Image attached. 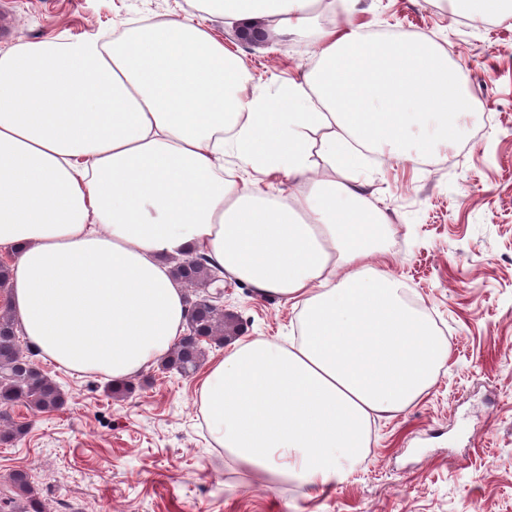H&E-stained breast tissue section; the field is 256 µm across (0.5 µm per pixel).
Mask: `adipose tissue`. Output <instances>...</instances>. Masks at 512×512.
Returning a JSON list of instances; mask_svg holds the SVG:
<instances>
[{
    "mask_svg": "<svg viewBox=\"0 0 512 512\" xmlns=\"http://www.w3.org/2000/svg\"><path fill=\"white\" fill-rule=\"evenodd\" d=\"M208 2L311 40L315 63L275 94L248 91L245 59L206 19L178 16L0 48L6 310L43 358L122 381L184 332L173 259L205 255L288 302L299 341L239 339L197 402L241 466L317 490L347 478L372 421L416 403L449 354L386 271L385 219L354 175L368 151L421 160L454 146L472 103L463 71L417 33L318 28L314 0ZM249 169L299 189L256 191L238 176Z\"/></svg>",
    "mask_w": 512,
    "mask_h": 512,
    "instance_id": "obj_1",
    "label": "adipose tissue"
}]
</instances>
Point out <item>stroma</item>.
I'll return each mask as SVG.
<instances>
[{
  "label": "stroma",
  "mask_w": 512,
  "mask_h": 512,
  "mask_svg": "<svg viewBox=\"0 0 512 512\" xmlns=\"http://www.w3.org/2000/svg\"><path fill=\"white\" fill-rule=\"evenodd\" d=\"M13 35L112 37L137 22L196 13L197 0H12ZM364 31H414L461 67L473 96L458 143L432 164L371 159L360 191L386 219L387 269L450 345L435 385L372 424L371 445L344 483L322 491L259 482L216 446L196 402L199 374L151 366L112 397L105 377L38 366L65 408L11 417L27 436L0 445V479L26 471L46 512H512V16L468 18L448 0H359ZM250 84L273 92L311 56L298 40L238 43ZM225 312L247 336L292 335L297 313L240 282Z\"/></svg>",
  "instance_id": "obj_1"
}]
</instances>
